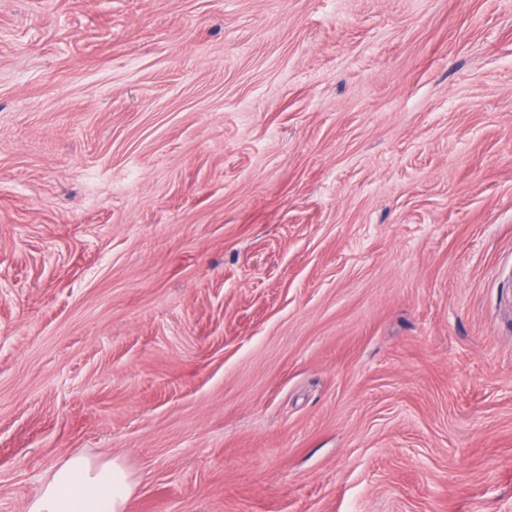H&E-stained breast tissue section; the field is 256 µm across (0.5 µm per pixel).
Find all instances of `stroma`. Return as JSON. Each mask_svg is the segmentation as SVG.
I'll list each match as a JSON object with an SVG mask.
<instances>
[{"instance_id": "stroma-1", "label": "stroma", "mask_w": 512, "mask_h": 512, "mask_svg": "<svg viewBox=\"0 0 512 512\" xmlns=\"http://www.w3.org/2000/svg\"><path fill=\"white\" fill-rule=\"evenodd\" d=\"M512 512V0H0V512ZM133 494V480L120 461L75 452L53 469L26 511L130 512Z\"/></svg>"}]
</instances>
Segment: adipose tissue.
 I'll return each instance as SVG.
<instances>
[{
    "label": "adipose tissue",
    "instance_id": "obj_1",
    "mask_svg": "<svg viewBox=\"0 0 512 512\" xmlns=\"http://www.w3.org/2000/svg\"><path fill=\"white\" fill-rule=\"evenodd\" d=\"M134 483L118 460L76 452L51 472L27 512H130Z\"/></svg>",
    "mask_w": 512,
    "mask_h": 512
}]
</instances>
